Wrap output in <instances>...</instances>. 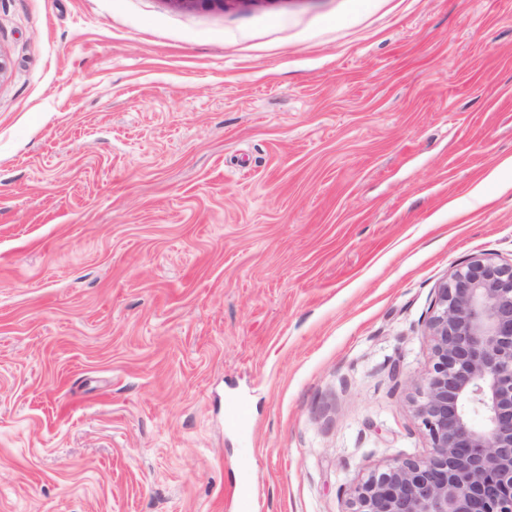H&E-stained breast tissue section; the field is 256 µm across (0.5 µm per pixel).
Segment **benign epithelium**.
Returning <instances> with one entry per match:
<instances>
[{"mask_svg": "<svg viewBox=\"0 0 512 512\" xmlns=\"http://www.w3.org/2000/svg\"><path fill=\"white\" fill-rule=\"evenodd\" d=\"M222 11L232 0H172ZM415 419L429 453L347 490L346 512H512V263L475 256L437 291Z\"/></svg>", "mask_w": 512, "mask_h": 512, "instance_id": "7a95c632", "label": "benign epithelium"}]
</instances>
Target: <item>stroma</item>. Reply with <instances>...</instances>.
<instances>
[{
    "mask_svg": "<svg viewBox=\"0 0 512 512\" xmlns=\"http://www.w3.org/2000/svg\"><path fill=\"white\" fill-rule=\"evenodd\" d=\"M0 59V512L428 453L437 290L512 261V0H0Z\"/></svg>",
    "mask_w": 512,
    "mask_h": 512,
    "instance_id": "1",
    "label": "stroma"
}]
</instances>
